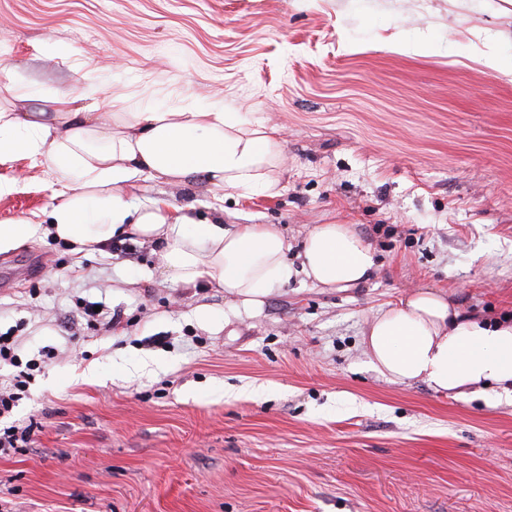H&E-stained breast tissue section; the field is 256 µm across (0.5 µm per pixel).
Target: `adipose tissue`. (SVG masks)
<instances>
[{
	"instance_id": "ef3b65f1",
	"label": "adipose tissue",
	"mask_w": 512,
	"mask_h": 512,
	"mask_svg": "<svg viewBox=\"0 0 512 512\" xmlns=\"http://www.w3.org/2000/svg\"><path fill=\"white\" fill-rule=\"evenodd\" d=\"M52 103L47 121L38 112L0 110V160L41 158L63 187L50 223L0 224V253L46 237L81 251L134 236L156 243L165 281L220 288L249 309L297 272L322 288H349L371 274L373 251L347 224L315 225L295 268L277 225L228 224L220 213L199 220L192 205L161 200L133 205L145 173L170 181L201 174L228 196L276 193L279 136L225 111L223 102L106 115L74 110L68 94ZM363 344L374 368L395 382L421 380L458 394L512 389V320L462 314L432 288L375 312Z\"/></svg>"
}]
</instances>
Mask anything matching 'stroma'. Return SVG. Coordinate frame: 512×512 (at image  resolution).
Masks as SVG:
<instances>
[{
  "label": "stroma",
  "mask_w": 512,
  "mask_h": 512,
  "mask_svg": "<svg viewBox=\"0 0 512 512\" xmlns=\"http://www.w3.org/2000/svg\"><path fill=\"white\" fill-rule=\"evenodd\" d=\"M62 93L277 128V195L146 175L136 196L278 225L292 262L314 225L349 224L375 268L343 290L296 276L250 312L165 283L145 239L1 253L0 333L45 367L0 512H512V395L390 381L362 343L421 287L512 318V0H0V105ZM0 178L19 182L0 224L49 223L44 167Z\"/></svg>",
  "instance_id": "obj_1"
}]
</instances>
